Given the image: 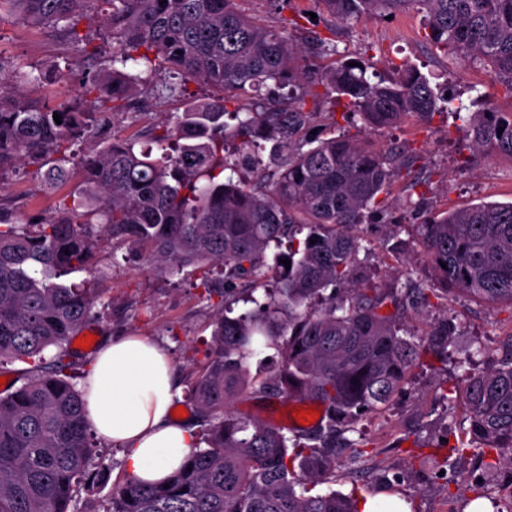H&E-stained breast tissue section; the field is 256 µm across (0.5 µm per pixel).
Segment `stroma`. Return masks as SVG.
I'll return each mask as SVG.
<instances>
[{
	"label": "stroma",
	"mask_w": 512,
	"mask_h": 512,
	"mask_svg": "<svg viewBox=\"0 0 512 512\" xmlns=\"http://www.w3.org/2000/svg\"><path fill=\"white\" fill-rule=\"evenodd\" d=\"M239 7L263 25L289 28L298 42L316 37L330 42L331 51L309 58L312 70H321L341 58L361 59L368 61L367 76L375 81L393 77L403 64L412 63L431 83L447 85L467 112H475L473 100L480 93L486 94L489 104L499 111L512 110V97L491 85L482 65L435 50L424 39L422 18L416 13L347 25L318 10L313 0H240ZM0 59L27 70H47L35 94L51 102L80 94L89 73L84 60L66 51L51 28L22 21L0 27ZM56 64L63 70L64 79L51 75ZM167 79L164 69L153 72L129 105L130 111L138 115L137 123H130L122 115L115 117L112 129L117 135L129 136L140 128L164 124L173 113L184 110V98L155 96V87ZM306 109L313 117L296 131L295 142L344 133L400 161V174L390 187L383 215L376 222L357 227L372 253L367 271L358 276L360 287L401 288L429 282L426 256L415 232L424 211L452 210L481 201H512V159L476 152L469 132L452 115L437 114L426 122L409 116L395 128L369 130L359 116L348 112L345 100L334 96L307 103ZM422 176L429 179L424 196L409 195L407 184ZM79 184L80 177L75 173L49 185L40 177L19 172L8 176L0 197L22 214H48ZM390 237L403 243L398 254H388L383 247ZM100 250L105 305L99 322L91 327L92 333L99 338L134 334L163 348L174 364L179 406L191 411L186 392L194 371L204 360L211 324L222 309L219 298L202 299L199 271L185 269L183 279L172 283L125 245L105 241ZM400 317L418 338L426 337L438 323L449 322L455 328L458 347L481 345L490 355L512 334L511 307H490L454 294L431 298L426 306H404ZM462 375L455 351L449 352L444 362L424 356L402 393L361 422L362 454L353 461L359 469L358 482L345 478L352 461L344 456L338 462L333 490L359 500L397 493L409 502L411 512H444L448 507L453 512H464L474 494L503 497L512 485V468L505 464L493 478L479 484L471 473L472 460L462 461L456 468L460 482L456 489L447 488L441 477L448 469L442 442L463 436L468 425L460 402L447 403L438 395L441 386L460 383ZM98 449V479L86 499L100 506L110 500L114 488L129 473L119 447L102 440ZM397 473L404 474V481L394 482Z\"/></svg>",
	"instance_id": "1"
}]
</instances>
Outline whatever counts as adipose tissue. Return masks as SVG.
Returning <instances> with one entry per match:
<instances>
[{
    "label": "adipose tissue",
    "instance_id": "obj_1",
    "mask_svg": "<svg viewBox=\"0 0 512 512\" xmlns=\"http://www.w3.org/2000/svg\"><path fill=\"white\" fill-rule=\"evenodd\" d=\"M86 385L90 427L122 446L126 468L138 480L165 481L196 447L194 428L170 417L176 393L171 360L144 338L105 339Z\"/></svg>",
    "mask_w": 512,
    "mask_h": 512
}]
</instances>
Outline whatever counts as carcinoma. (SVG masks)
Masks as SVG:
<instances>
[{
  "label": "carcinoma",
  "mask_w": 512,
  "mask_h": 512,
  "mask_svg": "<svg viewBox=\"0 0 512 512\" xmlns=\"http://www.w3.org/2000/svg\"><path fill=\"white\" fill-rule=\"evenodd\" d=\"M100 1L110 10L99 19ZM314 2L345 24L421 13L435 48L483 64L512 95V0ZM12 17L56 30L100 73L81 96L50 104L27 93L41 75L0 60V184L21 163L47 167L50 182L77 143L93 136L102 148L81 160L80 187L53 214L23 219L0 203V370L28 364L21 384L0 393V512H79L80 491L97 479L85 390L68 370L72 339L99 321L101 289L62 277L93 269L104 237L158 273L201 270L209 298L229 296L209 278L213 267L227 284L249 280L252 292L270 246L286 247L276 261H290L263 299L245 298L253 309L230 317L226 306L213 324L188 389L203 447L164 486L127 479L105 512H358L352 497L314 487L335 480L336 454L357 446L346 433L404 387L424 354L452 343L448 326L414 339L397 314L403 295L425 303L438 290L512 306V202L429 212L416 225L439 289L356 287L370 252L355 228L384 209L397 166L346 135L291 144L309 117L306 97L321 86L375 129L451 113L468 124L476 150L511 159L512 112L487 107L466 118L413 65L376 82L362 61L312 76L300 65L307 47L249 18L237 0H0V27ZM83 21L104 30L109 50L80 29ZM159 59L177 81L158 93L183 97L192 80L284 106L243 113L224 100L192 102L147 131L160 151L154 158L135 150L136 139L110 135L105 117L126 111L141 73ZM261 139L279 151L269 185ZM244 168L257 173L254 182L234 179ZM263 345L277 360L253 373L247 359ZM480 353L459 358L470 438L450 447L448 466L473 458L491 473L512 449V334L481 369L472 366ZM244 396L317 402L323 415L312 429L286 433L232 411Z\"/></svg>",
  "instance_id": "obj_1"
}]
</instances>
